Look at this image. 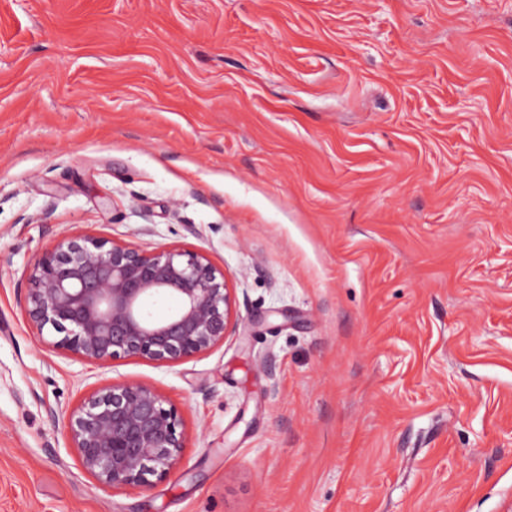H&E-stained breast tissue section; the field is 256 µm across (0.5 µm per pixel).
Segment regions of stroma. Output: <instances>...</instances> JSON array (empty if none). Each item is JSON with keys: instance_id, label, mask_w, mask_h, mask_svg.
<instances>
[{"instance_id": "obj_1", "label": "stroma", "mask_w": 512, "mask_h": 512, "mask_svg": "<svg viewBox=\"0 0 512 512\" xmlns=\"http://www.w3.org/2000/svg\"><path fill=\"white\" fill-rule=\"evenodd\" d=\"M78 234L207 252L235 335L48 348ZM124 381L185 450L104 492L66 423ZM0 512H512V0H0Z\"/></svg>"}]
</instances>
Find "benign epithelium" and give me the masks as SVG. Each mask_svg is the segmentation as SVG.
Segmentation results:
<instances>
[{
    "instance_id": "1",
    "label": "benign epithelium",
    "mask_w": 512,
    "mask_h": 512,
    "mask_svg": "<svg viewBox=\"0 0 512 512\" xmlns=\"http://www.w3.org/2000/svg\"><path fill=\"white\" fill-rule=\"evenodd\" d=\"M23 307L48 345L103 365L134 357L174 364L207 353L236 333L224 270L204 251H146L123 240H59L25 273ZM176 307L157 317L153 306ZM70 447L102 490H148L180 462L183 418L156 388L110 383L86 396L67 422Z\"/></svg>"
}]
</instances>
